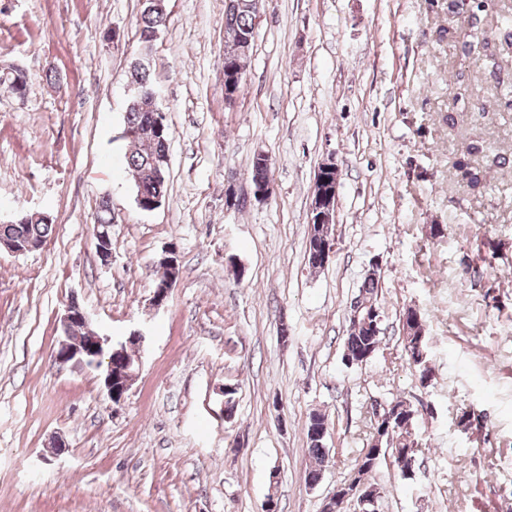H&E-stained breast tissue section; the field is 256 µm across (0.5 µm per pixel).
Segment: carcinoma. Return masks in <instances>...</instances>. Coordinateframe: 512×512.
<instances>
[{
	"instance_id": "1",
	"label": "carcinoma",
	"mask_w": 512,
	"mask_h": 512,
	"mask_svg": "<svg viewBox=\"0 0 512 512\" xmlns=\"http://www.w3.org/2000/svg\"><path fill=\"white\" fill-rule=\"evenodd\" d=\"M260 0H234L232 5H224V61L231 62L237 69L246 71L250 55L240 51L243 40L255 38V20L259 10ZM486 0H473L467 8L468 25L477 30L484 25L486 17ZM167 7L149 6L143 4L140 15L136 20L139 32L140 53L147 56L151 53L154 43L150 36L165 27ZM460 49L466 56L476 55L494 58L496 52L490 43L483 41H461ZM131 82L134 93L125 113V127L133 131V136L127 139V163L135 182V195L141 202L149 204L155 200H163L167 190L168 164L165 162L169 152V127H164L158 135L154 128L158 121H166L165 115L154 100L153 81L148 67L133 68ZM509 158L501 153L487 155V147L479 142L469 143L455 161L456 169L461 173L467 186L475 191L486 183L487 169L492 166L503 167ZM53 232V224L46 223L31 215L25 216L20 224H0V239H16L32 241L43 247ZM381 277L366 274L358 288L355 297L372 302L379 306L378 295ZM401 344L404 357L413 369L421 386L426 387L433 380V368L428 357V336L426 325L418 329L401 327ZM383 332L375 333L372 326L359 320H349L347 335L344 337L342 359L359 361L367 353L377 354L383 343ZM392 404L401 408V412L390 422L381 441L382 450L373 455V442L379 433V424L370 421L369 433L365 438L354 467L348 473V480L370 489L377 483L369 480L382 461L390 458L396 467L400 480L405 481V468L408 459L417 457L418 452V420L419 409L407 399H394ZM325 415L314 411L310 413L306 424L308 447L307 453L315 462L306 471V481L315 482L319 479L324 463L328 460L324 439L316 432L325 429Z\"/></svg>"
}]
</instances>
